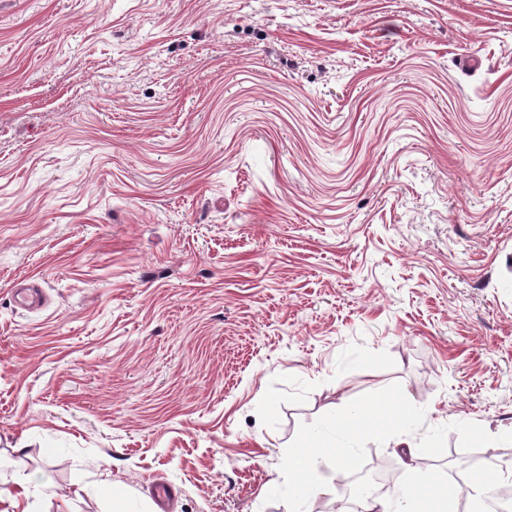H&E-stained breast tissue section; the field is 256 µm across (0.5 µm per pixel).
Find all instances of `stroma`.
Instances as JSON below:
<instances>
[{
  "label": "stroma",
  "instance_id": "1",
  "mask_svg": "<svg viewBox=\"0 0 512 512\" xmlns=\"http://www.w3.org/2000/svg\"><path fill=\"white\" fill-rule=\"evenodd\" d=\"M348 422L512 470V0H0V512H312ZM327 440L321 438L316 442L303 441L291 446V472L295 479L302 485L320 488L323 484L318 475L317 466L321 461L330 460L340 469L356 466L355 458L338 448Z\"/></svg>",
  "mask_w": 512,
  "mask_h": 512
}]
</instances>
